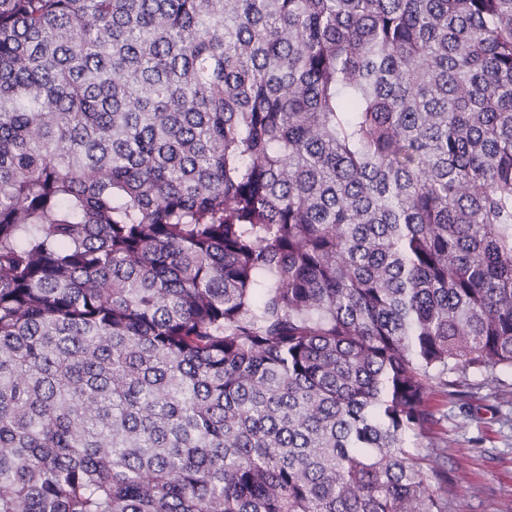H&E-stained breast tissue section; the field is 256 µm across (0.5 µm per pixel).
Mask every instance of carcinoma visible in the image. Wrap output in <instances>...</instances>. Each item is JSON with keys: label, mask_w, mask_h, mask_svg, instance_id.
I'll return each instance as SVG.
<instances>
[{"label": "carcinoma", "mask_w": 512, "mask_h": 512, "mask_svg": "<svg viewBox=\"0 0 512 512\" xmlns=\"http://www.w3.org/2000/svg\"><path fill=\"white\" fill-rule=\"evenodd\" d=\"M512 368V0H0V512H448Z\"/></svg>", "instance_id": "obj_1"}]
</instances>
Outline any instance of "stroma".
<instances>
[{"label": "stroma", "mask_w": 512, "mask_h": 512, "mask_svg": "<svg viewBox=\"0 0 512 512\" xmlns=\"http://www.w3.org/2000/svg\"><path fill=\"white\" fill-rule=\"evenodd\" d=\"M467 400L444 389L427 399L444 450L435 465L448 473V512H512V402L479 385Z\"/></svg>", "instance_id": "35a3bbf8"}]
</instances>
